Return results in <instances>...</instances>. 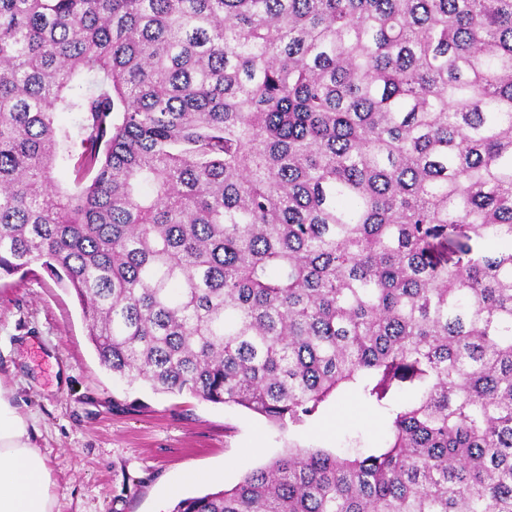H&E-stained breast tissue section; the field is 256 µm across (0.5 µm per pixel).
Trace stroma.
Returning a JSON list of instances; mask_svg holds the SVG:
<instances>
[{
  "label": "stroma",
  "mask_w": 512,
  "mask_h": 512,
  "mask_svg": "<svg viewBox=\"0 0 512 512\" xmlns=\"http://www.w3.org/2000/svg\"><path fill=\"white\" fill-rule=\"evenodd\" d=\"M0 388L34 427L51 470L53 512H172L230 488L289 445L333 451L385 433L350 393L312 424L282 431L243 408L188 393H130L103 368L74 293L40 265L0 281Z\"/></svg>",
  "instance_id": "stroma-1"
}]
</instances>
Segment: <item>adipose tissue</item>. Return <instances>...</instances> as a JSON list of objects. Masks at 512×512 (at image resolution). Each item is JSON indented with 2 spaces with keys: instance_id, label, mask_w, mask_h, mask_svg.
<instances>
[{
  "instance_id": "ef3b65f1",
  "label": "adipose tissue",
  "mask_w": 512,
  "mask_h": 512,
  "mask_svg": "<svg viewBox=\"0 0 512 512\" xmlns=\"http://www.w3.org/2000/svg\"><path fill=\"white\" fill-rule=\"evenodd\" d=\"M51 473L30 425L0 391V512H53Z\"/></svg>"
}]
</instances>
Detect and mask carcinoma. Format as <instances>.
I'll use <instances>...</instances> for the list:
<instances>
[{
    "label": "carcinoma",
    "instance_id": "carcinoma-1",
    "mask_svg": "<svg viewBox=\"0 0 512 512\" xmlns=\"http://www.w3.org/2000/svg\"><path fill=\"white\" fill-rule=\"evenodd\" d=\"M35 263L129 386L386 422L172 512H512V0H0V280Z\"/></svg>",
    "mask_w": 512,
    "mask_h": 512
}]
</instances>
